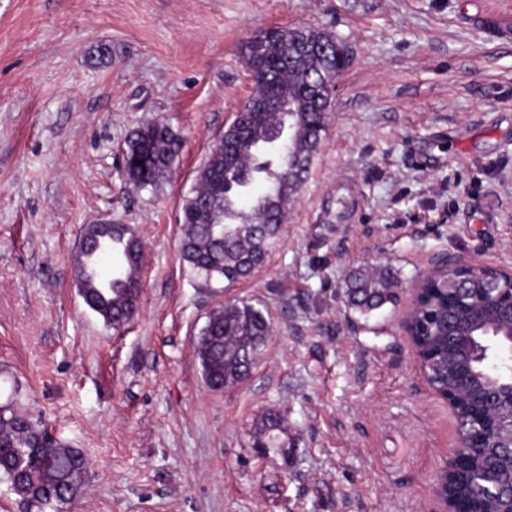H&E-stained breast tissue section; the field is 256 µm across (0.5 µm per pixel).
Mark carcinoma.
<instances>
[{
  "instance_id": "obj_1",
  "label": "carcinoma",
  "mask_w": 512,
  "mask_h": 512,
  "mask_svg": "<svg viewBox=\"0 0 512 512\" xmlns=\"http://www.w3.org/2000/svg\"><path fill=\"white\" fill-rule=\"evenodd\" d=\"M247 68L259 72L250 100L289 99L298 111L250 112L243 107L209 148L197 170L196 186L184 200L179 224V253L205 283L229 284L248 278L266 263L280 236L288 207L300 189L332 112L333 100L318 92L323 81L340 76L352 62V51L341 39L307 26L273 27L262 40L242 47ZM277 129L290 132L283 153L261 154L256 143ZM178 135L163 123L136 130L126 141L124 170L140 188L166 180L180 153ZM89 258L79 272L81 297L103 322L119 331L130 322L140 297L136 267L141 256L138 241L120 228L102 245L99 228L84 229ZM109 253L124 264L123 271L106 282L96 259ZM389 271L359 268L345 280L350 307L368 313L396 300ZM432 291L419 303L413 334L431 351L425 373L443 391L454 385L453 362L458 354V329L448 326V273L441 271L429 284ZM270 334L262 310L248 301L212 310L195 346L207 385L220 391L244 380L256 363ZM283 419L266 414L254 432L257 448H283ZM89 461L76 448L51 438L46 430L14 408L0 404V478L16 497L30 501V512H70L82 494ZM452 490L461 498L479 497L485 512H499L512 488L489 494L483 482H458Z\"/></svg>"
}]
</instances>
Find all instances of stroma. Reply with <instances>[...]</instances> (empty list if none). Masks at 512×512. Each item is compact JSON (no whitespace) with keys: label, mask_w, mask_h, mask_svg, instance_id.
<instances>
[{"label":"stroma","mask_w":512,"mask_h":512,"mask_svg":"<svg viewBox=\"0 0 512 512\" xmlns=\"http://www.w3.org/2000/svg\"><path fill=\"white\" fill-rule=\"evenodd\" d=\"M512 0H0V402L90 462L73 512H432L456 446L403 328L439 262L512 269ZM310 26L354 51L280 240L251 278L205 287L179 256L181 205L253 85L255 30ZM182 140L170 177L124 172L132 132ZM143 245L116 332L76 288L87 225ZM387 266L398 301L350 308ZM249 300L272 333L221 391L194 343ZM285 451L253 447L268 411ZM394 277L389 271L358 268L345 280V296L350 307L368 313L396 300Z\"/></svg>","instance_id":"1"}]
</instances>
